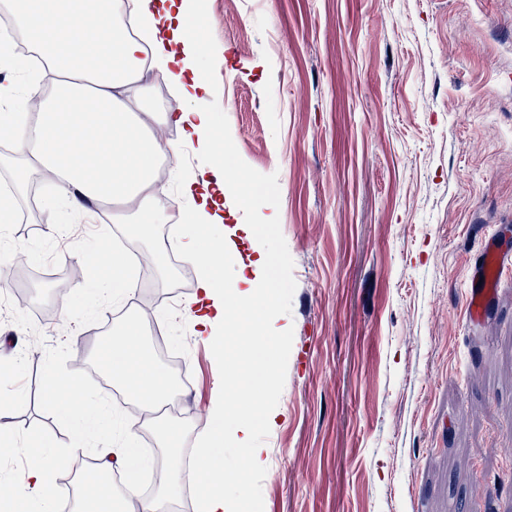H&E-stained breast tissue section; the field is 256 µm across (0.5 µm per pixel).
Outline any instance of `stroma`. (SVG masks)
I'll return each mask as SVG.
<instances>
[{"mask_svg": "<svg viewBox=\"0 0 512 512\" xmlns=\"http://www.w3.org/2000/svg\"><path fill=\"white\" fill-rule=\"evenodd\" d=\"M203 15L230 171L252 190L218 200L226 285L279 268L278 304L255 332L286 328L268 403L274 425L250 477L261 512H512V271L469 336L467 272L484 237L512 226V0H190ZM46 178L10 227L32 257L0 260L14 315L0 320L9 423L70 437L37 405L45 349L84 366L115 303L73 277L111 223L64 224ZM150 265L139 298L178 293L169 346L185 356L179 446L193 450L224 380L178 291L166 227L128 238Z\"/></svg>", "mask_w": 512, "mask_h": 512, "instance_id": "1", "label": "stroma"}]
</instances>
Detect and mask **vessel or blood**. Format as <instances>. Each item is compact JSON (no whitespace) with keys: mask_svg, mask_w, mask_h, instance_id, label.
Returning <instances> with one entry per match:
<instances>
[{"mask_svg":"<svg viewBox=\"0 0 512 512\" xmlns=\"http://www.w3.org/2000/svg\"><path fill=\"white\" fill-rule=\"evenodd\" d=\"M512 268V249L503 248L496 235L486 237L469 274L465 314L469 330L484 328L500 291L505 270Z\"/></svg>","mask_w":512,"mask_h":512,"instance_id":"vessel-or-blood-1","label":"vessel or blood"}]
</instances>
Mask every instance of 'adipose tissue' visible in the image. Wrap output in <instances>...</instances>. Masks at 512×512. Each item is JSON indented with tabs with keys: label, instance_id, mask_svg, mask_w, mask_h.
<instances>
[{
	"label": "adipose tissue",
	"instance_id": "1",
	"mask_svg": "<svg viewBox=\"0 0 512 512\" xmlns=\"http://www.w3.org/2000/svg\"><path fill=\"white\" fill-rule=\"evenodd\" d=\"M5 7L55 79L52 92L44 93L38 73L14 56L8 39L0 40V65L16 75L14 82L0 85V128L11 124L21 100L37 99L39 107L33 129L13 150L12 187L0 198L1 225L12 223L13 208L28 194L35 172L56 182L64 221L76 215L93 221L106 211L115 224L166 223L154 203L156 168L159 160L178 158L181 141L159 138L163 126H175L182 140H197L211 165L223 166L230 141L219 134L212 112L189 105L211 90L202 65L210 44L200 14L188 11L184 0H6ZM84 28L95 36L81 54H73L72 36ZM149 70L165 83L178 108L149 109ZM181 190L186 199L184 257L205 262L186 312L207 335L223 326L231 306L240 309L249 326L260 325L276 289L225 290L227 251L216 233L223 217L214 210L210 182L199 174L184 180ZM87 266L101 295L120 300L130 293L120 253L97 247ZM284 341V336H272L257 345L248 373H241L232 359L224 361L228 374L212 398L209 426L197 451L206 474L197 484L200 512H255L249 476L265 461L253 433L274 419L261 389L277 368ZM105 370L145 410H155L168 398L170 376L154 364L138 327L113 334ZM232 416L240 422V435L237 460L229 466L224 434ZM95 457L98 466L93 476L81 480L85 495L76 512H123L124 500L113 492L109 475L119 467L128 479H136L144 465L139 449L127 439Z\"/></svg>",
	"mask_w": 512,
	"mask_h": 512
}]
</instances>
